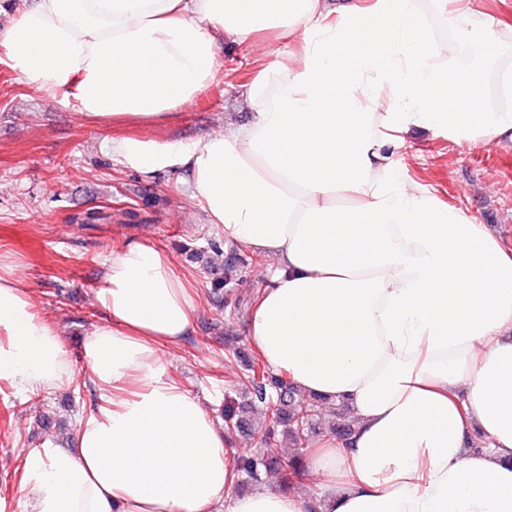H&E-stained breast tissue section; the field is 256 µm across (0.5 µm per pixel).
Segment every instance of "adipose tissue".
<instances>
[{"label":"adipose tissue","instance_id":"ef3b65f1","mask_svg":"<svg viewBox=\"0 0 512 512\" xmlns=\"http://www.w3.org/2000/svg\"><path fill=\"white\" fill-rule=\"evenodd\" d=\"M265 32L289 49L240 86L249 123L98 150L176 176L212 228L267 260L249 336L301 393L346 402L353 440L306 451L305 491L233 493L223 429L159 357L200 299L171 256L134 242L103 257L104 321L79 373L0 258V379L35 394L79 375L99 395L69 437L23 454L24 512H512V248L407 181L382 135L506 145L512 111L477 98L461 120L454 102L481 76L434 63L419 0H22L0 61L86 118L160 122L214 80L220 42Z\"/></svg>","mask_w":512,"mask_h":512}]
</instances>
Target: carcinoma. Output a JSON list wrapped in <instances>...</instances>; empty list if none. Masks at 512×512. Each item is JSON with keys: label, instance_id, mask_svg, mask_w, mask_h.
Listing matches in <instances>:
<instances>
[{"label": "carcinoma", "instance_id": "obj_1", "mask_svg": "<svg viewBox=\"0 0 512 512\" xmlns=\"http://www.w3.org/2000/svg\"><path fill=\"white\" fill-rule=\"evenodd\" d=\"M230 256L220 264L223 276L216 279L212 295L218 299L224 284L241 278L247 260L243 245H229ZM240 380L247 389L248 400L243 405L224 410V430L230 445L229 454L238 477V487L244 490L265 482L268 475H279L280 485L291 486L298 471L303 451L311 444L314 434L321 430L322 403L314 398L303 399L287 379L273 374L257 360L242 363ZM334 421L328 426L330 434L349 439L355 432V421L340 405L333 409ZM259 433L269 445L281 435H288L293 451L275 456L256 451L243 453L235 449L234 435Z\"/></svg>", "mask_w": 512, "mask_h": 512}]
</instances>
